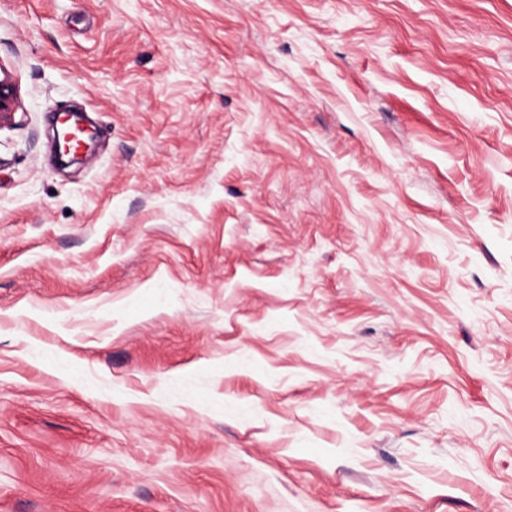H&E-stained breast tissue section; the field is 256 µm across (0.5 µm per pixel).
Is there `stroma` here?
<instances>
[{
    "label": "stroma",
    "instance_id": "35a3bbf8",
    "mask_svg": "<svg viewBox=\"0 0 512 512\" xmlns=\"http://www.w3.org/2000/svg\"><path fill=\"white\" fill-rule=\"evenodd\" d=\"M0 67V512H512V0H0ZM0 126L12 121L16 101V88L8 72L0 67Z\"/></svg>",
    "mask_w": 512,
    "mask_h": 512
}]
</instances>
